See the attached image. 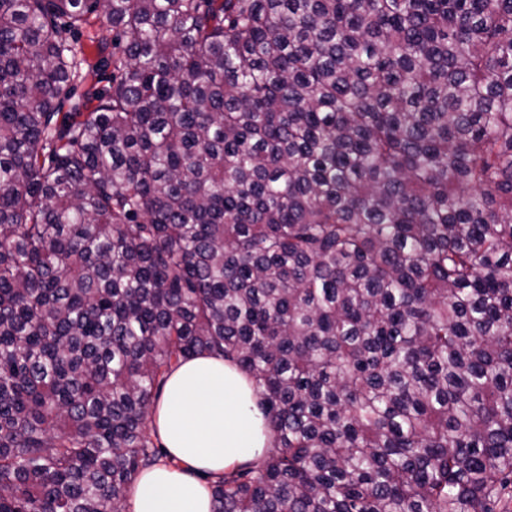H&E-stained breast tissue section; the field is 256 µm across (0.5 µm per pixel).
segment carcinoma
<instances>
[{
  "mask_svg": "<svg viewBox=\"0 0 512 512\" xmlns=\"http://www.w3.org/2000/svg\"><path fill=\"white\" fill-rule=\"evenodd\" d=\"M202 353L271 435L214 512H496L512 0H0V512H127ZM74 39L77 44V48L83 52V57L86 59V63L83 68V73L88 69L91 75L87 80L78 83L74 97L66 101L61 109V112H78L75 108L81 112L85 111V93L88 88L95 85L99 89H107L110 86V79L112 73V67H102L99 65V50L98 46L102 39H106L108 44H112V27L100 22H96L92 26H83L74 34Z\"/></svg>",
  "mask_w": 512,
  "mask_h": 512,
  "instance_id": "obj_1",
  "label": "carcinoma"
}]
</instances>
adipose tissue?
<instances>
[{"mask_svg":"<svg viewBox=\"0 0 512 512\" xmlns=\"http://www.w3.org/2000/svg\"><path fill=\"white\" fill-rule=\"evenodd\" d=\"M153 424L179 467L159 465L136 481L129 512H212L210 479L258 459L269 440L251 377L237 364L202 354L169 375Z\"/></svg>","mask_w":512,"mask_h":512,"instance_id":"adipose-tissue-1","label":"adipose tissue"}]
</instances>
